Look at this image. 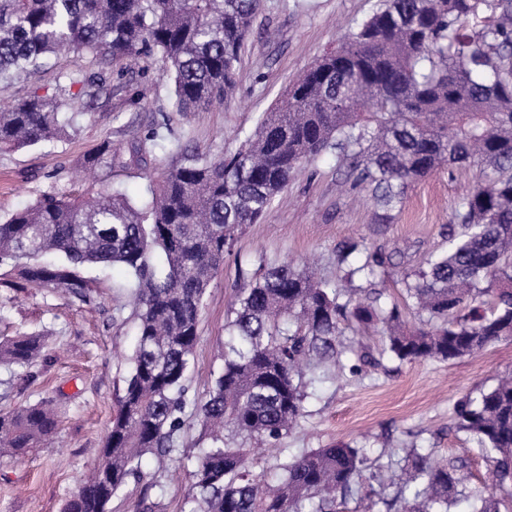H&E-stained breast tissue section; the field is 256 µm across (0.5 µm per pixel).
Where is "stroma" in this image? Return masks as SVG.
<instances>
[{
  "instance_id": "obj_1",
  "label": "stroma",
  "mask_w": 512,
  "mask_h": 512,
  "mask_svg": "<svg viewBox=\"0 0 512 512\" xmlns=\"http://www.w3.org/2000/svg\"><path fill=\"white\" fill-rule=\"evenodd\" d=\"M376 2L263 0L241 53L235 94L223 106L203 112L174 111L172 84L158 66L141 58L109 65L89 54L51 58L36 74L14 82L15 97L57 95L66 73L101 72L106 83L95 100L72 99L78 122L67 137L0 150V218L47 193L94 194L114 187L137 198L178 161L159 147L144 161L105 167L96 178L79 179L84 155L106 139L127 147L154 130L210 157L234 149L289 82L341 46ZM472 180L469 171H438L409 189L396 223L378 226L372 222L368 191L352 185L335 157L308 166L276 197L260 223L244 227L208 289L187 372L189 399L193 404L204 400L223 365L225 327L236 294L255 272L259 257L308 266L338 287V246L362 240L394 261L377 280L384 301L404 302L401 270L418 268L428 253L447 250L448 226ZM83 275L93 283L97 305H83L57 290L0 286V340L21 333L45 338L29 365L0 364V412L47 399L58 415L50 444L0 464V512H62L85 474L101 461L135 331L125 270L93 267ZM343 341L352 350L345 370L326 371L307 386L305 415L283 447L294 454L329 444L361 449L363 475L385 498L394 495V474L412 448L434 459L463 458L467 488L490 485L487 453L457 430L455 407L463 396H478L499 376L512 373V339L453 362L399 361L384 352L381 337L370 329L346 327ZM360 350L368 352V361H356ZM193 404L186 409L187 426L178 442L181 460L161 471L153 457H144L146 479L128 483L115 495L111 512H139L145 501L157 504L158 512H183L193 462L207 445Z\"/></svg>"
}]
</instances>
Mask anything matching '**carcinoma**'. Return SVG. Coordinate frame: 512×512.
<instances>
[{
  "mask_svg": "<svg viewBox=\"0 0 512 512\" xmlns=\"http://www.w3.org/2000/svg\"><path fill=\"white\" fill-rule=\"evenodd\" d=\"M263 0H0V91L51 56L91 54L104 64L141 56L162 65L173 107L200 112L236 85L242 47ZM96 97L100 73L65 74ZM78 113L65 97L37 94L0 108V149L65 137ZM158 134L124 153L103 140L84 156L89 172L124 166L153 150ZM182 163L140 203L119 190L93 197L47 193L0 221L5 286L59 288L94 305L90 267L122 265L134 280L136 339L124 393L103 446V467L85 478L63 512H108L112 497L142 478L143 458L175 459L187 406L186 377L204 297L243 226L257 223L302 169L324 155L371 191L373 223L393 224L408 190L445 167L474 172L448 225V250L402 274L421 326L374 288L392 256L360 241L336 251L358 298L305 269L258 258L238 291L224 364L194 404L209 440L196 457L188 512H345L364 460L348 445L276 459L270 475L249 465L235 438L280 443L303 418L308 362L342 364L343 326L380 332L400 361H454L512 338V0H378L340 49L318 59L264 113L237 149L210 158L178 144ZM42 336L0 341V363L29 364ZM459 430L492 452L489 490L466 493L461 458L414 450L386 512H500L512 489V378L455 409ZM55 413L41 402L0 414V462L47 440Z\"/></svg>",
  "mask_w": 512,
  "mask_h": 512,
  "instance_id": "carcinoma-1",
  "label": "carcinoma"
}]
</instances>
